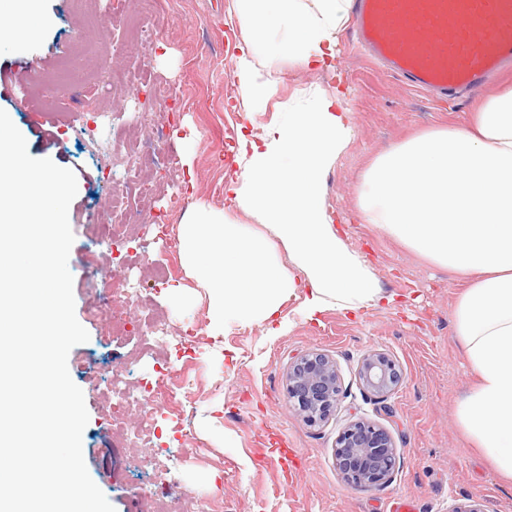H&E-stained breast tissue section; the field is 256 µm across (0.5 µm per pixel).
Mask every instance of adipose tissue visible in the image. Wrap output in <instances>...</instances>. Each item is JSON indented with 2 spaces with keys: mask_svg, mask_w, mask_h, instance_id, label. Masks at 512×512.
Instances as JSON below:
<instances>
[{
  "mask_svg": "<svg viewBox=\"0 0 512 512\" xmlns=\"http://www.w3.org/2000/svg\"><path fill=\"white\" fill-rule=\"evenodd\" d=\"M352 0H236L246 36L234 78L246 107L277 93L270 67L333 68ZM341 91L317 88L261 140L240 133L231 200L259 227L199 213L180 237L207 289L209 334L230 321L284 332V306L317 320L394 304L368 261L346 242L324 201V178L349 145ZM365 223L463 278L454 333L476 380L455 418L504 480L512 481V87L475 103L467 127H438L380 156L363 178Z\"/></svg>",
  "mask_w": 512,
  "mask_h": 512,
  "instance_id": "1",
  "label": "adipose tissue"
}]
</instances>
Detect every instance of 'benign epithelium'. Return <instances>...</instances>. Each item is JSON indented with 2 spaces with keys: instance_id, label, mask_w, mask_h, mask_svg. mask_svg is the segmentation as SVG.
Here are the masks:
<instances>
[{
  "instance_id": "benign-epithelium-1",
  "label": "benign epithelium",
  "mask_w": 512,
  "mask_h": 512,
  "mask_svg": "<svg viewBox=\"0 0 512 512\" xmlns=\"http://www.w3.org/2000/svg\"><path fill=\"white\" fill-rule=\"evenodd\" d=\"M366 390L385 398L401 383L396 363L387 355H366L358 371ZM288 399L292 408L309 424L327 419L335 411L340 395L336 363L328 356L311 351L297 357L287 378ZM397 460V450L389 433L371 422L356 420L339 434L335 462L351 486L370 491L389 480Z\"/></svg>"
}]
</instances>
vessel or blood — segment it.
Segmentation results:
<instances>
[{
	"mask_svg": "<svg viewBox=\"0 0 512 512\" xmlns=\"http://www.w3.org/2000/svg\"><path fill=\"white\" fill-rule=\"evenodd\" d=\"M357 42L404 85L449 96L512 60V0H356Z\"/></svg>",
	"mask_w": 512,
	"mask_h": 512,
	"instance_id": "vessel-or-blood-1",
	"label": "vessel or blood"
}]
</instances>
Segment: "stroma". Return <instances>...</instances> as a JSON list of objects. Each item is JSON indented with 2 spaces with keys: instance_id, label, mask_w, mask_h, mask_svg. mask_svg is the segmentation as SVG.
Wrapping results in <instances>:
<instances>
[{
  "instance_id": "35a3bbf8",
  "label": "stroma",
  "mask_w": 512,
  "mask_h": 512,
  "mask_svg": "<svg viewBox=\"0 0 512 512\" xmlns=\"http://www.w3.org/2000/svg\"><path fill=\"white\" fill-rule=\"evenodd\" d=\"M116 9L130 14L135 4L87 0L78 11L72 0H40L49 25L0 42V74L9 78L0 84V109L33 157L53 153L77 177L68 266L76 317L89 339L71 350L68 367L89 413L82 435L87 469L116 512H140L142 498L161 484L203 496L210 512H391L399 498L420 512H448L452 501L469 499L483 512H512V484L499 478L455 420L472 380L454 334L461 282L360 217L363 175L374 159L415 132L464 123L472 98L441 102L408 88L365 56L348 24L338 36L335 73L278 60L271 69L276 96L245 113L237 108L234 78V45L244 33L233 0H155L147 51L128 25L112 22ZM319 86L342 87L354 129L325 176V204L380 287L401 302L354 316L331 308L315 322L294 312L289 330L278 336L258 324L233 323L212 339L206 290L181 252L167 246L179 243L181 225L201 208L255 227L228 200L226 187L238 166L224 136L284 119L301 91ZM157 87L177 91V99H156ZM102 110L147 113L157 152L174 153L178 165L169 169L148 158L135 168H112L99 148L112 131L92 123ZM142 179L159 187L154 214L169 212L174 198L185 199L176 222L151 226L148 245L136 237L101 238V225L112 221L113 190L133 191ZM92 250L113 254L127 285L146 296V304L126 310L127 318L167 323L171 334L159 355L140 354L139 337L108 335L105 319L89 314L102 278L82 262ZM165 262L174 264L173 275L156 278L154 266ZM310 351L332 359L341 379L335 411L317 425L302 421L285 392L291 362ZM374 351L402 372L401 384L385 398L358 378L362 359ZM162 369L183 388L177 406L152 411L154 465L146 469L134 460L138 410L112 420L107 393L112 372H122L136 388ZM360 419L387 429L397 449L392 477L371 491L348 485L334 460L339 433ZM118 430L127 447L114 446Z\"/></svg>"
}]
</instances>
